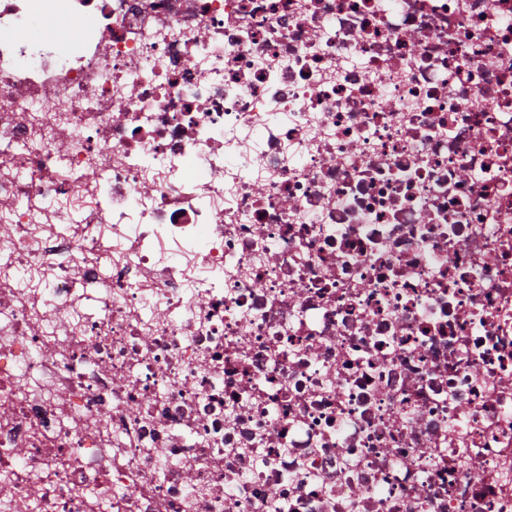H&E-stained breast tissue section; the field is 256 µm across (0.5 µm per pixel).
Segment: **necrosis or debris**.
I'll return each instance as SVG.
<instances>
[{"mask_svg": "<svg viewBox=\"0 0 512 512\" xmlns=\"http://www.w3.org/2000/svg\"><path fill=\"white\" fill-rule=\"evenodd\" d=\"M0 512H512V0H0Z\"/></svg>", "mask_w": 512, "mask_h": 512, "instance_id": "4bbe7bcc", "label": "necrosis or debris"}]
</instances>
